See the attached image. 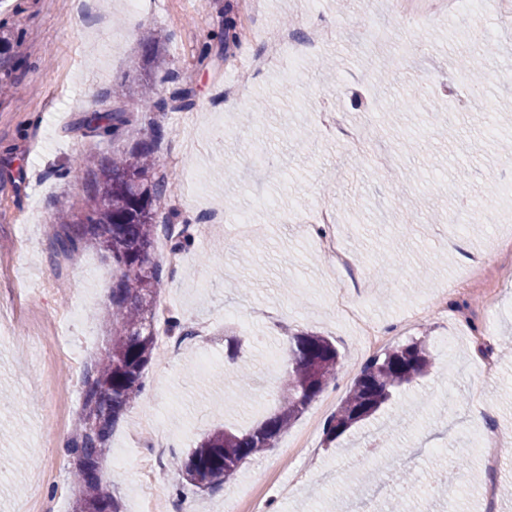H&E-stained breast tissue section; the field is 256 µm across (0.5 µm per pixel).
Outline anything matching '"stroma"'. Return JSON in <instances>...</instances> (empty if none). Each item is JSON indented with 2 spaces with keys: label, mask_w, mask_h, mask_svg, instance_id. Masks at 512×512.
Here are the masks:
<instances>
[{
  "label": "stroma",
  "mask_w": 512,
  "mask_h": 512,
  "mask_svg": "<svg viewBox=\"0 0 512 512\" xmlns=\"http://www.w3.org/2000/svg\"><path fill=\"white\" fill-rule=\"evenodd\" d=\"M0 10L16 82L0 96V512L38 502L42 512H75L74 457L84 348L100 353L111 337L94 319L112 291V260L100 246L81 252L89 268L59 270L48 228L61 210L89 204L99 160L156 148L175 174L166 211L223 223L193 228L183 263L165 268L159 299L193 336L166 360L153 359L145 389L112 430L114 491L120 512H224L269 492L267 512H353L350 490L367 488L377 458L404 460L407 480L370 501L388 512H445L433 494L460 478L457 512H480L488 484L512 482V259L495 248L512 225V22L481 0L424 25L399 17L391 0H149L131 18L125 0L102 12L119 49L101 50L96 26L73 0H8ZM325 17L336 35L307 51L286 85L278 68L245 62L263 50L259 25ZM233 21L236 38L225 41ZM154 49L146 51L143 36ZM472 57L481 85L456 72ZM180 81H171V74ZM140 85L164 109L141 111L126 97ZM226 85L245 97L213 106ZM126 108L116 137L97 135V115ZM341 131L324 137L322 114ZM38 124H31V117ZM467 208L466 223L448 214ZM320 209L336 222L311 224ZM255 226L238 237L235 223ZM340 237L367 274L328 273L316 239ZM490 272L482 287L449 289L471 254ZM347 290L384 348L425 341L429 375L403 390L377 421L327 441L312 425L334 413L369 361L336 307ZM492 332L494 368L483 373L472 342ZM330 338L341 358L335 380L275 441L213 488L188 484L172 465L204 436L257 426L276 405L287 333ZM243 339L251 378L242 382L224 354L225 335ZM452 336V351L440 341ZM499 465L482 466L487 435ZM171 445L155 466L156 488L139 470L158 438Z\"/></svg>",
  "instance_id": "35a3bbf8"
}]
</instances>
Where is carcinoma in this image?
I'll use <instances>...</instances> for the list:
<instances>
[{"label": "carcinoma", "instance_id": "1", "mask_svg": "<svg viewBox=\"0 0 512 512\" xmlns=\"http://www.w3.org/2000/svg\"><path fill=\"white\" fill-rule=\"evenodd\" d=\"M9 50V42L0 38V88L5 89L13 84L15 70ZM156 166L155 149L148 146L128 155L114 154L100 164L90 182V203L79 221L68 213L54 217L59 225L53 238L56 253L76 252L84 242L94 241L110 253L115 277L110 303L104 308L111 341L86 373L72 441L81 493L79 512H120L102 468L112 429L140 396L144 372L156 349L163 269L154 260L153 249L163 233L177 249L192 238L190 225L178 228L167 216L157 219L169 181L164 174L156 176ZM287 341V364L275 412L244 433L214 431L186 457L173 459V465L195 486L219 485L244 460L273 447L275 439L335 378L340 356L328 338L300 332L287 335ZM432 367V357L422 342L397 345L371 359L327 421V440L334 441L381 413L394 394Z\"/></svg>", "mask_w": 512, "mask_h": 512}]
</instances>
